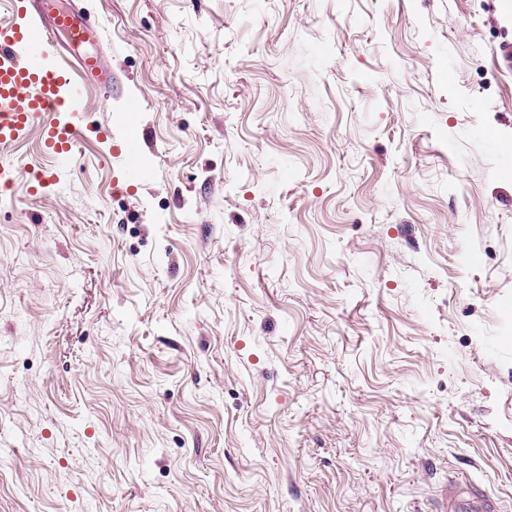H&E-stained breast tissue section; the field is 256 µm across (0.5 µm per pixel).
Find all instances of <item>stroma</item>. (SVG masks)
I'll return each mask as SVG.
<instances>
[{
	"instance_id": "stroma-1",
	"label": "stroma",
	"mask_w": 512,
	"mask_h": 512,
	"mask_svg": "<svg viewBox=\"0 0 512 512\" xmlns=\"http://www.w3.org/2000/svg\"><path fill=\"white\" fill-rule=\"evenodd\" d=\"M74 5V163L0 145V512H512V0Z\"/></svg>"
}]
</instances>
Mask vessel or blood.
<instances>
[{
    "mask_svg": "<svg viewBox=\"0 0 512 512\" xmlns=\"http://www.w3.org/2000/svg\"><path fill=\"white\" fill-rule=\"evenodd\" d=\"M13 20L0 25V143L23 139L35 126H42V149L56 165L35 172L39 186L55 184L56 167L76 152L83 127L57 115L70 112L88 81L111 83L112 74L95 55L77 58L62 66L48 65L58 55V34L80 45L98 32L83 8L39 10L28 13L19 0H0Z\"/></svg>",
    "mask_w": 512,
    "mask_h": 512,
    "instance_id": "obj_1",
    "label": "vessel or blood"
}]
</instances>
